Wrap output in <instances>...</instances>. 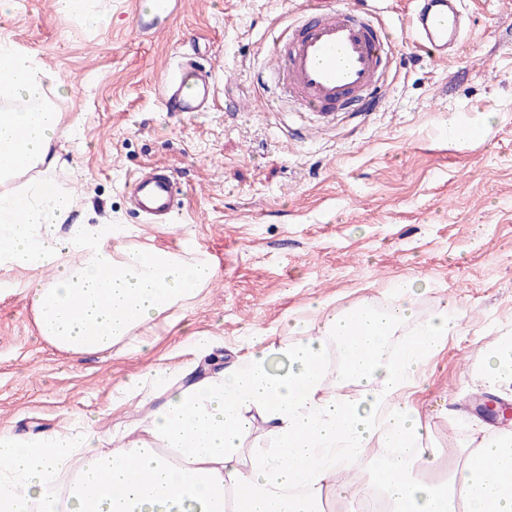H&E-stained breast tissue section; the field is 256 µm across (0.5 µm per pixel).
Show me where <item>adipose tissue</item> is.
<instances>
[{"instance_id":"adipose-tissue-1","label":"adipose tissue","mask_w":512,"mask_h":512,"mask_svg":"<svg viewBox=\"0 0 512 512\" xmlns=\"http://www.w3.org/2000/svg\"><path fill=\"white\" fill-rule=\"evenodd\" d=\"M68 91L35 55L0 43V96L38 102L0 112V269L29 272L36 326L55 348L98 353L128 337L150 346L162 318L214 284L205 257L127 245L123 224L72 220L77 199L49 173L61 160L60 114L47 86ZM416 279L393 284L385 304L326 312L317 332L289 317L291 345L259 334L216 374L167 385L137 438L100 447L87 427L30 441L0 432V512H512V430L463 448L441 468L419 410L400 392L460 328L455 307L420 318ZM413 325L399 348L387 344ZM342 350L339 377L353 398L327 391L329 345ZM481 379L512 394V336L488 357ZM262 437L250 442L255 423ZM400 451L350 487L368 448Z\"/></svg>"}]
</instances>
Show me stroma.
<instances>
[{
    "label": "stroma",
    "instance_id": "1",
    "mask_svg": "<svg viewBox=\"0 0 512 512\" xmlns=\"http://www.w3.org/2000/svg\"><path fill=\"white\" fill-rule=\"evenodd\" d=\"M135 2L102 0L111 22L95 30L53 0H17L0 41L71 86L46 94L65 132L50 176L78 193L75 219L128 225L135 247L206 256L218 280L170 311L149 349L124 341L73 356L40 336L29 273L0 271V429L26 436L82 418L110 448L140 418L122 397L133 377L156 363L176 379L201 363L187 332L213 337L225 365L251 332H278L286 317L317 326L314 301L379 303L395 281L419 277L421 314L446 299L464 318L411 401L440 448L466 446L471 401L488 390L478 369L512 325V0H461L466 40L445 60L412 46L404 0H368L396 31L388 87L377 111L340 112L323 129L317 114L282 110L264 75L273 31L303 0H183L156 38ZM184 56L216 75L208 111L164 109L162 81ZM147 165L180 190L166 228L130 203Z\"/></svg>",
    "mask_w": 512,
    "mask_h": 512
}]
</instances>
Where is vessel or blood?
Here are the masks:
<instances>
[{
  "mask_svg": "<svg viewBox=\"0 0 512 512\" xmlns=\"http://www.w3.org/2000/svg\"><path fill=\"white\" fill-rule=\"evenodd\" d=\"M459 2L414 0L406 26L416 48L447 58L449 45L461 41ZM392 47V37L375 22L365 0L350 8L304 0L276 36L266 71L275 77L282 97L320 116L371 112L385 85ZM161 88L167 111L205 112L214 102L215 76L187 58ZM132 184L141 212L173 215V186L164 170L144 167Z\"/></svg>",
  "mask_w": 512,
  "mask_h": 512,
  "instance_id": "obj_1",
  "label": "vessel or blood"
}]
</instances>
